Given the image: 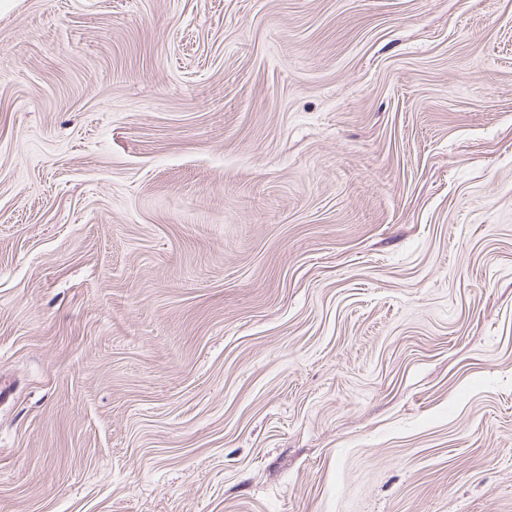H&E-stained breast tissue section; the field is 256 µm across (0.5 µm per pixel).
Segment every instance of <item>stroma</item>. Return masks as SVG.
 Returning a JSON list of instances; mask_svg holds the SVG:
<instances>
[{"label":"stroma","instance_id":"35a3bbf8","mask_svg":"<svg viewBox=\"0 0 512 512\" xmlns=\"http://www.w3.org/2000/svg\"><path fill=\"white\" fill-rule=\"evenodd\" d=\"M0 512H512V0L0 8Z\"/></svg>","mask_w":512,"mask_h":512}]
</instances>
